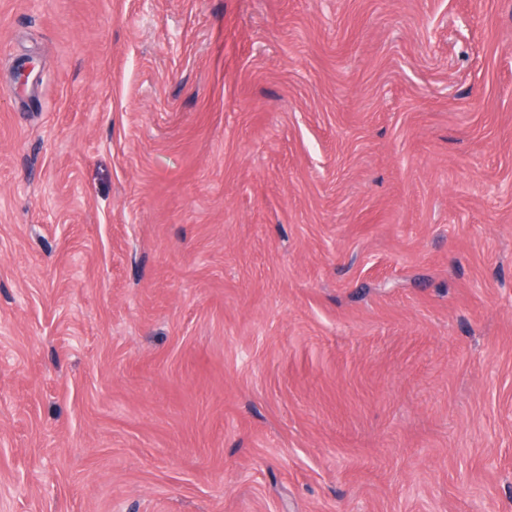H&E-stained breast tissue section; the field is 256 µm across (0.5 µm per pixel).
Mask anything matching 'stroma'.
<instances>
[{"label": "stroma", "mask_w": 512, "mask_h": 512, "mask_svg": "<svg viewBox=\"0 0 512 512\" xmlns=\"http://www.w3.org/2000/svg\"><path fill=\"white\" fill-rule=\"evenodd\" d=\"M0 512H512V0H0Z\"/></svg>", "instance_id": "obj_1"}]
</instances>
